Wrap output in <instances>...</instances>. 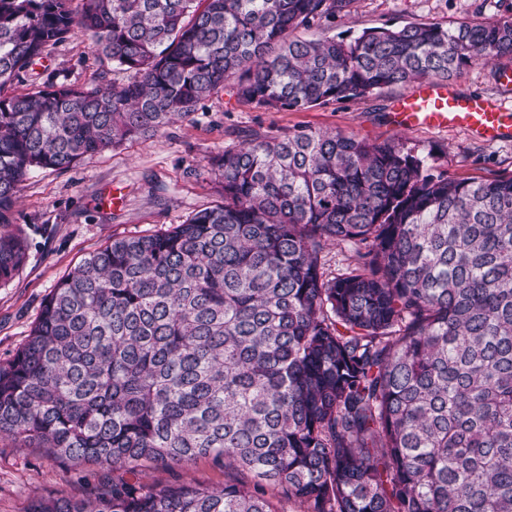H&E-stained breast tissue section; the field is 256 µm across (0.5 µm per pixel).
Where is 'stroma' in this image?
I'll return each mask as SVG.
<instances>
[{
	"mask_svg": "<svg viewBox=\"0 0 512 512\" xmlns=\"http://www.w3.org/2000/svg\"><path fill=\"white\" fill-rule=\"evenodd\" d=\"M512 19V0H356L338 18L334 34L347 38L363 29L409 22L453 25L481 19ZM47 71L79 84H121L127 75L100 62L81 41L59 46L42 61ZM512 69V56L464 68L449 86L494 99L512 112V89L498 76ZM395 86L362 101L331 103L298 111L260 110L221 91L201 103L191 120L96 155L65 171L33 170L14 208L27 231L29 258L0 286V363L11 361L37 321L58 280L89 253L114 237L147 235L183 223L195 210L220 198L219 180L207 161L239 146L253 132L284 135L295 130H336L369 140L401 138L425 163L447 169L455 179L512 175V142L487 144L459 129H392L388 114L406 94ZM121 469L94 463H60L38 448H19L0 438V512H27L32 503L81 497L102 483L125 478ZM141 481L158 486L192 482L223 488L248 480L246 471L207 458L172 467L140 469Z\"/></svg>",
	"mask_w": 512,
	"mask_h": 512,
	"instance_id": "35a3bbf8",
	"label": "stroma"
}]
</instances>
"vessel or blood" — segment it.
<instances>
[{
    "label": "vessel or blood",
    "mask_w": 512,
    "mask_h": 512,
    "mask_svg": "<svg viewBox=\"0 0 512 512\" xmlns=\"http://www.w3.org/2000/svg\"><path fill=\"white\" fill-rule=\"evenodd\" d=\"M396 128L465 129L487 143L512 141V115L492 99L426 82L398 99L390 114Z\"/></svg>",
    "instance_id": "1"
}]
</instances>
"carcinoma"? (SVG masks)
I'll return each instance as SVG.
<instances>
[{"instance_id": "cac0c4a2", "label": "carcinoma", "mask_w": 512, "mask_h": 512, "mask_svg": "<svg viewBox=\"0 0 512 512\" xmlns=\"http://www.w3.org/2000/svg\"><path fill=\"white\" fill-rule=\"evenodd\" d=\"M73 2L0 0V286L28 258L13 215L32 168L146 140L225 88L303 110L512 56V19L347 39L331 30L356 0ZM80 35L129 80L32 79ZM209 165L220 201L57 282L0 364V436L133 475L210 458L254 483L121 479L29 512H282L267 485L307 512H512V176L312 130ZM329 244L351 251L336 273Z\"/></svg>"}]
</instances>
